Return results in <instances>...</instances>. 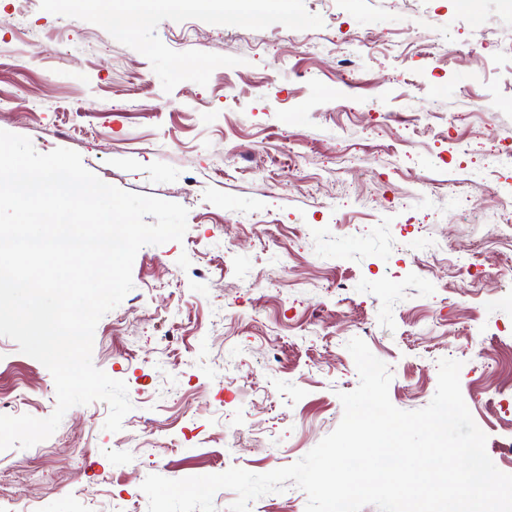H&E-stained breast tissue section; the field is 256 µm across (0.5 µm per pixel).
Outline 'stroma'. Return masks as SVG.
Instances as JSON below:
<instances>
[{
  "label": "stroma",
  "instance_id": "stroma-1",
  "mask_svg": "<svg viewBox=\"0 0 512 512\" xmlns=\"http://www.w3.org/2000/svg\"><path fill=\"white\" fill-rule=\"evenodd\" d=\"M41 0H0V130L78 152L120 189L188 210L182 242L137 253L134 287L99 321L92 359L134 402L121 431L106 403L70 408L38 447L0 451V486L41 512H147L145 478L263 474L340 423L364 337L401 410L432 400L438 363L461 361L464 401L496 467L512 474V245L484 217L512 166V15L498 0H304L324 25L261 31L162 21L170 49L243 58L164 92L149 60ZM417 27L459 57L404 44ZM374 41L371 56L347 40ZM266 215L250 225L252 214ZM447 247L426 255L428 239ZM482 350L473 357L471 347ZM56 408L37 360L0 337V413Z\"/></svg>",
  "mask_w": 512,
  "mask_h": 512
}]
</instances>
